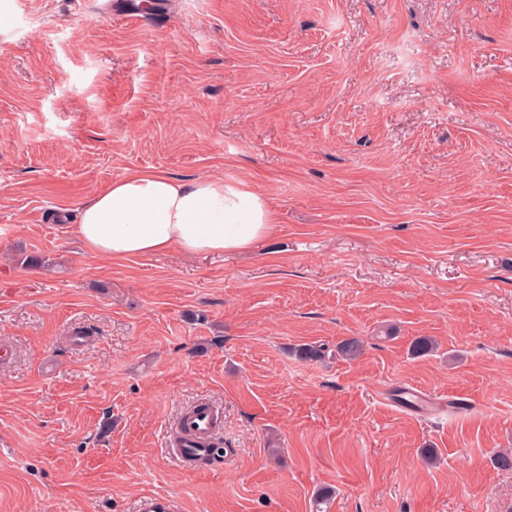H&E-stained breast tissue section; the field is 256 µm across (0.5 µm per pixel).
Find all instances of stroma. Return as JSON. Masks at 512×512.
<instances>
[{"label":"stroma","mask_w":512,"mask_h":512,"mask_svg":"<svg viewBox=\"0 0 512 512\" xmlns=\"http://www.w3.org/2000/svg\"><path fill=\"white\" fill-rule=\"evenodd\" d=\"M4 15L0 512H512V0ZM134 169L248 182L276 231L94 256L79 208ZM200 402L232 453L188 468L167 439ZM137 512H181L182 504L165 495H147L137 503Z\"/></svg>","instance_id":"stroma-1"}]
</instances>
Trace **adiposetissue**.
I'll return each instance as SVG.
<instances>
[{
	"instance_id": "adipose-tissue-1",
	"label": "adipose tissue",
	"mask_w": 512,
	"mask_h": 512,
	"mask_svg": "<svg viewBox=\"0 0 512 512\" xmlns=\"http://www.w3.org/2000/svg\"><path fill=\"white\" fill-rule=\"evenodd\" d=\"M276 224L268 199L245 182L135 170L81 207L77 233L92 254L123 260L172 249L188 256L241 252Z\"/></svg>"
}]
</instances>
